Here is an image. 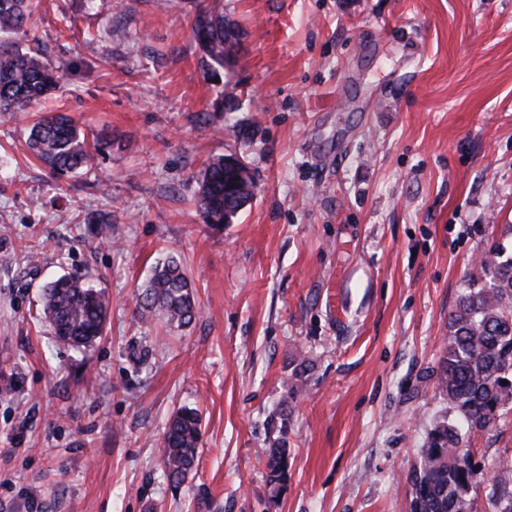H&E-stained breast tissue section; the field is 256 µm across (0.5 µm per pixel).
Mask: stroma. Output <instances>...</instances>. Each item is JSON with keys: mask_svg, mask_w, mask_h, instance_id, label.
Returning <instances> with one entry per match:
<instances>
[{"mask_svg": "<svg viewBox=\"0 0 512 512\" xmlns=\"http://www.w3.org/2000/svg\"><path fill=\"white\" fill-rule=\"evenodd\" d=\"M210 2H36L21 45L64 88L0 112V512H410L449 416L448 314L491 246L512 253V0H221L246 40L215 76L192 32ZM50 112L94 169L30 155ZM220 155L257 190L215 226L195 198ZM171 254L200 312L168 330L135 299ZM63 274L110 301L83 354L38 317ZM185 405L201 445L175 490L160 448ZM467 447L512 465V405ZM277 448L265 449L266 467L269 470L267 485L271 491H279L288 481V449L285 441L278 443Z\"/></svg>", "mask_w": 512, "mask_h": 512, "instance_id": "35a3bbf8", "label": "stroma"}]
</instances>
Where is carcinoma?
<instances>
[{"instance_id":"cac0c4a2","label":"carcinoma","mask_w":512,"mask_h":512,"mask_svg":"<svg viewBox=\"0 0 512 512\" xmlns=\"http://www.w3.org/2000/svg\"><path fill=\"white\" fill-rule=\"evenodd\" d=\"M31 18L30 0H0V111L24 113L60 86L62 76L49 64L21 50L11 36ZM194 35L203 63L215 72L224 56L238 53V42L224 26V11L202 8ZM37 160L57 174H76L93 165L86 134L65 114L41 117L29 133ZM235 197L224 191V157L213 159L199 182L203 223H233ZM487 280L468 281L448 314V334L439 363L438 385L453 417L431 434L421 460L408 475L411 512H471L469 492L488 483L494 512H512V468L486 478L463 451L466 440L491 429L502 408L512 404V256L499 248L480 264ZM137 308L157 312L169 327H186L199 314L181 259L169 256L152 268L136 297ZM108 301L77 276H60L43 289L42 317L57 340L75 349L93 346L106 332ZM201 441V416L185 406L171 418L162 441V464L177 490L194 471ZM267 485L279 491L288 481L286 441L265 449Z\"/></svg>"}]
</instances>
